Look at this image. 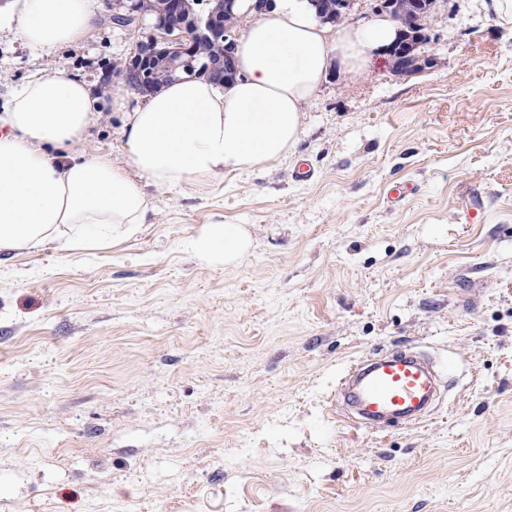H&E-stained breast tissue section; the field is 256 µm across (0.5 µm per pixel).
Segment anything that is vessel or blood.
Returning a JSON list of instances; mask_svg holds the SVG:
<instances>
[{
    "label": "vessel or blood",
    "mask_w": 512,
    "mask_h": 512,
    "mask_svg": "<svg viewBox=\"0 0 512 512\" xmlns=\"http://www.w3.org/2000/svg\"><path fill=\"white\" fill-rule=\"evenodd\" d=\"M440 381L434 363L409 344L353 362L339 378L338 389L355 419L378 429L424 422Z\"/></svg>",
    "instance_id": "vessel-or-blood-1"
}]
</instances>
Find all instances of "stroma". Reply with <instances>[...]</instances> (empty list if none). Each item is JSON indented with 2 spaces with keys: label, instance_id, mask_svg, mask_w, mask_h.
I'll list each match as a JSON object with an SVG mask.
<instances>
[{
  "label": "stroma",
  "instance_id": "obj_1",
  "mask_svg": "<svg viewBox=\"0 0 512 512\" xmlns=\"http://www.w3.org/2000/svg\"><path fill=\"white\" fill-rule=\"evenodd\" d=\"M112 2L42 57L1 31L0 103L59 67L101 86L136 39ZM487 2L441 0L416 75L332 74L281 165L149 190L115 246L0 260L8 512H512V25ZM123 120L105 106L89 150L124 162ZM215 223L248 231L237 264L188 248ZM407 342L449 400L381 432L337 417L340 369Z\"/></svg>",
  "mask_w": 512,
  "mask_h": 512
}]
</instances>
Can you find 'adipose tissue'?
Listing matches in <instances>:
<instances>
[{"label":"adipose tissue","instance_id":"1","mask_svg":"<svg viewBox=\"0 0 512 512\" xmlns=\"http://www.w3.org/2000/svg\"><path fill=\"white\" fill-rule=\"evenodd\" d=\"M98 9V0H10L0 29L46 54L87 39ZM398 28L378 13L333 33L308 0H275L238 33L233 83L185 76L127 112L123 168L85 147L104 101L79 75L61 69L12 88L0 105V256L120 240L146 222L145 186L198 188L227 171L279 165L293 155L302 107L330 67L366 66ZM189 245L231 266L251 240L242 225L210 224Z\"/></svg>","mask_w":512,"mask_h":512}]
</instances>
